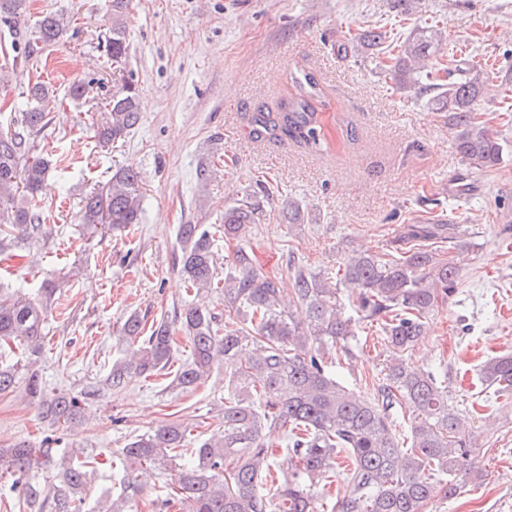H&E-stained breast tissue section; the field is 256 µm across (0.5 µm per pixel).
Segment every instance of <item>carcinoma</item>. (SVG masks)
I'll use <instances>...</instances> for the list:
<instances>
[{"instance_id": "cac0c4a2", "label": "carcinoma", "mask_w": 512, "mask_h": 512, "mask_svg": "<svg viewBox=\"0 0 512 512\" xmlns=\"http://www.w3.org/2000/svg\"><path fill=\"white\" fill-rule=\"evenodd\" d=\"M23 5L24 0H0V21L17 23ZM65 31L62 17L42 16L27 41L28 56ZM384 39L385 34L374 29L355 34L368 49L378 48ZM102 48L104 64L125 66L128 43L121 23H112ZM441 50L439 32L417 27L402 42L388 75L399 88L419 95V73ZM456 71V79L433 87V109L448 113V130L463 162L476 170L494 168L512 155V144L482 119L484 72L470 63ZM323 95L313 75L294 73L288 97L277 110L260 109L252 116V137L262 141L284 135L308 148L323 145V119L317 108ZM139 98L131 79L112 91L95 131L99 145L125 142L140 120ZM27 100L21 122L0 128V224L12 225L25 240L41 237L46 223L39 191L50 163L42 158L30 162L27 156L32 136L50 125L56 95L37 81L28 86ZM141 185L140 173L115 171L105 193L92 191L83 198L81 223L104 222L114 232L141 223ZM269 192L260 181L224 207L225 239L243 240L250 225L265 216L263 199ZM449 229V224H409L399 237L409 247L394 243L382 252L362 250L344 263L342 281L352 290L357 312L382 321L387 343L396 353L417 343L438 301L455 291L458 268L437 258L426 245ZM177 239L180 273L189 287L199 292L224 287V334H219L211 311L185 306L178 322L190 339L191 356L175 371L172 386L192 389L214 368L224 367L229 383L223 431L198 440L195 448L187 447L189 427L182 422L164 423L131 438L112 456L119 488L107 507L99 502L85 505L95 458L78 450L33 448L19 440L0 448V467L11 478L8 488L0 486V497L17 498L25 512H137L140 484L131 464L166 468L183 457L192 458L193 466L180 471L178 484L154 502L156 512H169L177 503L185 512H428L439 486L448 485L446 493L452 497L479 478L461 418L433 372L396 357L387 366L386 382L371 398L356 395L332 376L328 362L351 357L349 340L355 332L352 318L337 308L338 289L327 280L291 265L285 306L278 282L254 266L243 246L231 257L234 273L221 281L214 274L212 241L203 225H179ZM58 288V282L46 283L38 300L1 288L0 344L17 341L38 356ZM123 334L136 349L115 360L102 382L77 395L48 394L37 372L28 373L26 392L46 419L67 424L78 418L81 403L102 389H121L133 377L170 367L174 338L168 321L148 326L132 315ZM19 373L18 364L0 360V395L15 391ZM481 378L498 393L512 392V355L487 360ZM404 401L418 410L406 432L395 424V409ZM275 431L288 438V471L277 479L274 453L266 443ZM342 460L352 466L350 479L329 505L317 487ZM42 466L54 472V482L47 487L33 475Z\"/></svg>"}]
</instances>
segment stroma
<instances>
[{
	"mask_svg": "<svg viewBox=\"0 0 512 512\" xmlns=\"http://www.w3.org/2000/svg\"><path fill=\"white\" fill-rule=\"evenodd\" d=\"M116 1L26 0L19 26L0 22V69L11 75L0 85V126L20 121L29 81L50 82L57 95L34 151L54 165L41 194L51 221L43 240H17L0 253V284L32 297L44 278L79 269L48 317L37 359L46 389L75 394L103 380L127 348L130 314L152 320L193 303L176 262L178 225L205 226L224 277L236 247L224 239V207L256 180H268L271 192L244 243L283 283L288 256L335 281L352 250H382L406 224H450L451 239L433 249L456 263L458 285L405 358L445 381L480 477L458 497L436 496L430 512H512V402L480 380L485 361L512 353V156L489 171L469 168L445 114L428 97L400 90L385 54L347 38L375 28L399 43L416 26H436L446 46L433 81L445 80L450 63L484 64L496 92L482 102L494 129L512 141V121L501 117L512 106V0H419L408 13L394 0H120V10ZM50 12L66 15L68 30L28 60L24 35ZM116 19L129 57L115 71L98 45ZM298 69L325 88L328 146L252 140L251 113L276 105ZM128 78L141 92L140 121L122 147L100 148L94 130L114 86ZM75 81L86 85L76 101L67 95ZM125 167L143 177L141 223L108 235L80 224L81 199ZM292 203L302 206L304 223H284ZM354 331V359L331 372L366 396L393 351L380 323L362 318ZM171 380L157 373L102 390L79 422L54 427L17 388L0 396V446L25 439L39 448L52 434L61 447L85 449L96 460L85 496L97 502L112 492L113 451L131 437L170 421L188 423L196 437L220 431L223 369L187 391Z\"/></svg>",
	"mask_w": 512,
	"mask_h": 512,
	"instance_id": "stroma-1",
	"label": "stroma"
}]
</instances>
